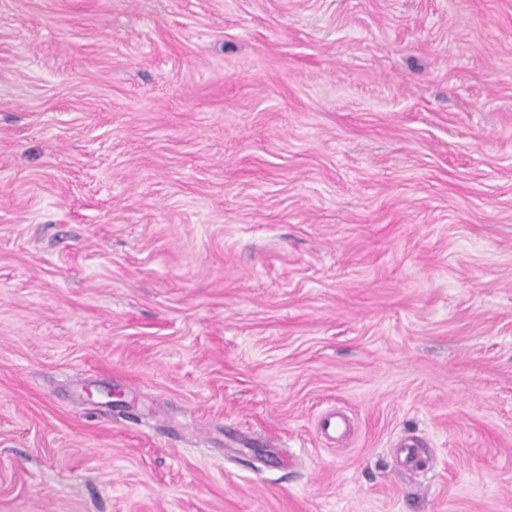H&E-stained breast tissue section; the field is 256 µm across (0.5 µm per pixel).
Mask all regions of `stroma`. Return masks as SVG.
I'll return each instance as SVG.
<instances>
[{
    "mask_svg": "<svg viewBox=\"0 0 512 512\" xmlns=\"http://www.w3.org/2000/svg\"><path fill=\"white\" fill-rule=\"evenodd\" d=\"M0 512H512V0H0Z\"/></svg>",
    "mask_w": 512,
    "mask_h": 512,
    "instance_id": "obj_1",
    "label": "stroma"
}]
</instances>
